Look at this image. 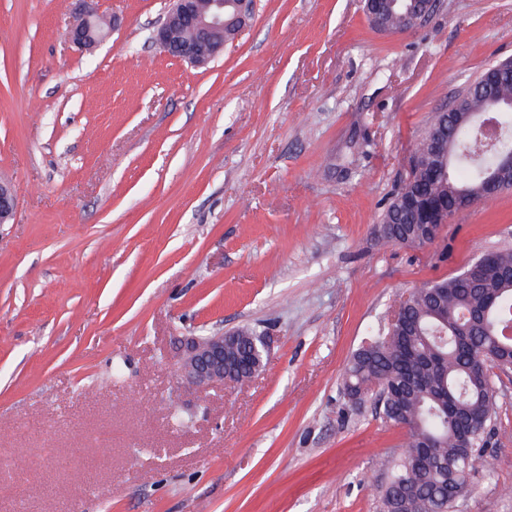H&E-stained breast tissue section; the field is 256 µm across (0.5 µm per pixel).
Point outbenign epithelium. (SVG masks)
Listing matches in <instances>:
<instances>
[{"instance_id": "obj_1", "label": "benign epithelium", "mask_w": 512, "mask_h": 512, "mask_svg": "<svg viewBox=\"0 0 512 512\" xmlns=\"http://www.w3.org/2000/svg\"><path fill=\"white\" fill-rule=\"evenodd\" d=\"M253 0H207V6L200 7V0H171L165 18L155 34L156 44L166 53L176 56L195 67H204L223 51L224 45L234 40L242 31L252 10ZM98 16L90 13L82 17L70 32L73 43L89 49L105 36L99 26ZM195 30L198 40L181 43L175 40V33L183 28ZM467 94L457 96L452 105L443 108L445 116L457 118L462 123L472 121L473 113L466 104ZM512 172V153L499 157L496 172L489 177L477 196L463 197L448 210L434 209L430 204L414 203L422 215L423 223L432 225L427 244L434 243L446 224L461 209L470 208L481 202H488L502 192L501 175ZM16 196L10 184L0 180V224L9 223L15 213ZM222 333L214 336L196 337L188 343L180 361L183 380L198 388L242 385L253 380L261 366L253 367L246 376H235L226 371L228 362L227 346Z\"/></svg>"}]
</instances>
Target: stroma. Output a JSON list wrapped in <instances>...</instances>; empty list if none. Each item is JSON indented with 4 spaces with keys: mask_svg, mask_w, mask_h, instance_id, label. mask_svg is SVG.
Masks as SVG:
<instances>
[{
    "mask_svg": "<svg viewBox=\"0 0 512 512\" xmlns=\"http://www.w3.org/2000/svg\"><path fill=\"white\" fill-rule=\"evenodd\" d=\"M364 0H254L208 66L168 0H0V512H377L403 427L342 392L403 293L512 249V190L383 242L435 111L512 58V0L372 29ZM115 18L80 51L83 7ZM252 328V382L181 378ZM454 512H512V371ZM402 190V189H401ZM397 192L389 204L381 225L382 237L388 243H397L409 248H421L424 238L420 224H413L414 217L400 202L402 191ZM241 336L237 330L231 333H219L214 336L192 338L180 361V373L183 380L191 386L198 388H212L216 386L242 385L253 380L261 371L264 358L268 354V345L263 337L259 345L252 342L257 340L255 332L249 328H241ZM226 336H233L227 344L239 360L238 374H248L250 364H256L247 376H235L226 371L228 362L227 346L224 342ZM260 357V362L252 354Z\"/></svg>",
    "mask_w": 512,
    "mask_h": 512,
    "instance_id": "1",
    "label": "stroma"
}]
</instances>
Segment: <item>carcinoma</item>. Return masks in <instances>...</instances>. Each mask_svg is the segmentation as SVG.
<instances>
[{
  "label": "carcinoma",
  "instance_id": "obj_1",
  "mask_svg": "<svg viewBox=\"0 0 512 512\" xmlns=\"http://www.w3.org/2000/svg\"><path fill=\"white\" fill-rule=\"evenodd\" d=\"M502 111L496 113L499 135L489 146L471 124L446 126L449 160H432V131L442 123L435 115L415 142L418 165L407 185L422 199L451 205L455 192L477 194L496 168L500 155L512 153V78L496 89ZM388 243L421 248V226L395 195L381 225ZM497 273L468 279L459 273L426 281L411 289L396 322L352 355L343 380L348 398L360 403L376 385L387 395L382 418L409 424L403 451L394 460L391 478L379 495V512H452L448 494L458 474L473 469L475 451L496 404L494 384L484 349L499 342L507 350L493 359L503 371L512 369V339L502 335L512 327V251L488 253ZM249 328L240 329L228 348L239 360L238 373L248 374L258 363Z\"/></svg>",
  "mask_w": 512,
  "mask_h": 512
}]
</instances>
